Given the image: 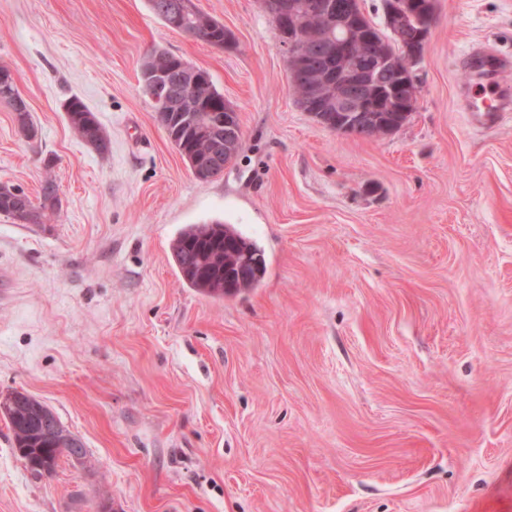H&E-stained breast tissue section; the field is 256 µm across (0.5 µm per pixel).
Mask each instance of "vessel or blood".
Wrapping results in <instances>:
<instances>
[{"label": "vessel or blood", "instance_id": "vessel-or-blood-1", "mask_svg": "<svg viewBox=\"0 0 512 512\" xmlns=\"http://www.w3.org/2000/svg\"><path fill=\"white\" fill-rule=\"evenodd\" d=\"M471 80L462 91L464 110L482 124L496 122L506 112H512V88L500 81L503 61L485 50L470 53L464 63Z\"/></svg>", "mask_w": 512, "mask_h": 512}]
</instances>
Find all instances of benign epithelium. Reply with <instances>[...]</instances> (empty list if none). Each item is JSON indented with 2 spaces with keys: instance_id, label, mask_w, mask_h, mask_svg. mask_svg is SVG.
I'll return each instance as SVG.
<instances>
[{
  "instance_id": "benign-epithelium-1",
  "label": "benign epithelium",
  "mask_w": 512,
  "mask_h": 512,
  "mask_svg": "<svg viewBox=\"0 0 512 512\" xmlns=\"http://www.w3.org/2000/svg\"><path fill=\"white\" fill-rule=\"evenodd\" d=\"M262 5L275 33L287 34L289 77L303 86L297 105L322 126L379 138L396 132L416 109L414 67L436 22V0H394L387 6L386 35L367 23L363 0H262ZM190 11L187 0L180 3L171 27L194 37L198 31L183 28ZM314 16L322 21L318 29L307 26ZM204 82L203 69L159 49L141 70L156 117L182 113L195 137L209 143L191 170L213 179L239 150L242 128L235 108L197 95Z\"/></svg>"
}]
</instances>
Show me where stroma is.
I'll return each instance as SVG.
<instances>
[{"instance_id": "stroma-1", "label": "stroma", "mask_w": 512, "mask_h": 512, "mask_svg": "<svg viewBox=\"0 0 512 512\" xmlns=\"http://www.w3.org/2000/svg\"><path fill=\"white\" fill-rule=\"evenodd\" d=\"M233 41L148 0H0V185L58 216L0 214V395L28 392L87 449L34 476L0 419V512H512V114L470 126L458 57L512 52V0H436L395 133L330 131L295 103L260 0H192ZM161 49L209 72L244 146L196 179L139 84ZM80 97L110 138L71 130ZM53 158L46 166L45 158ZM236 225L256 288L184 285L188 224ZM152 12L158 17L164 24L168 27H173L175 30H179L183 34L194 37L198 35L197 29L195 30H187L182 28L185 23L184 16L191 11L190 3L187 0H183L184 2H180L178 6V10H175V14L172 16L173 20L171 21V13H173V8L176 6L177 2L180 0H148ZM171 21V23H170ZM170 23V25H169ZM170 27V28H171ZM181 27V28H180ZM172 28V29H173ZM8 69L0 67V104L7 105L15 113V120L19 131L28 139L36 137V128L31 120L30 113L25 101L20 103L16 101L17 97L13 95V88L7 84L9 78ZM58 204V186L47 179L41 186L40 203L35 205L22 190L13 186H0V214L18 224H45L50 219L47 211L54 213Z\"/></svg>"}]
</instances>
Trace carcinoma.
<instances>
[{"mask_svg": "<svg viewBox=\"0 0 512 512\" xmlns=\"http://www.w3.org/2000/svg\"><path fill=\"white\" fill-rule=\"evenodd\" d=\"M178 0H149L152 12L164 24L171 21V13ZM8 69L0 67V104L15 113L19 131L28 139L36 137V128L25 102H17L13 88L7 84ZM68 122L76 135L96 151H109L110 140L94 113L77 96L64 104ZM165 122L174 132L172 143L180 154L203 155L205 146L186 137L184 120L170 116ZM58 204V186L47 179L41 186L40 203L34 204L22 190L0 186V214L18 224H43ZM172 255L183 283L198 293L222 299L259 285L266 272V261L257 246L243 236L233 225L219 220L186 225L171 245ZM251 261L248 276L237 277L243 257ZM0 416L13 434L14 453L23 454L33 463L30 470L42 476L55 473L62 456L78 447L81 454L87 450L80 438L67 431L55 413L32 395L12 391L0 397Z\"/></svg>", "mask_w": 512, "mask_h": 512, "instance_id": "obj_1", "label": "carcinoma"}]
</instances>
